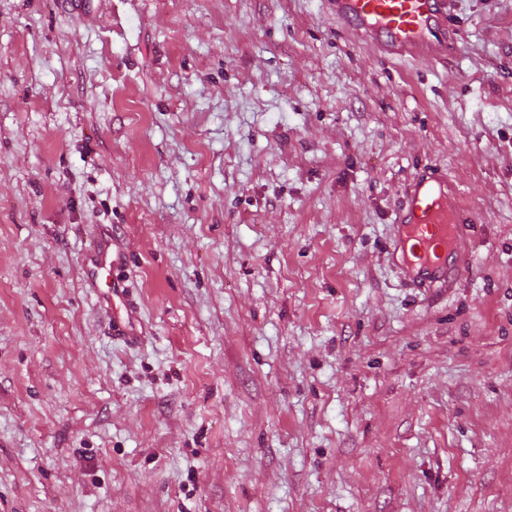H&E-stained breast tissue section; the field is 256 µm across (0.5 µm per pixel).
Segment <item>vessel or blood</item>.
Returning a JSON list of instances; mask_svg holds the SVG:
<instances>
[{
  "instance_id": "obj_1",
  "label": "vessel or blood",
  "mask_w": 512,
  "mask_h": 512,
  "mask_svg": "<svg viewBox=\"0 0 512 512\" xmlns=\"http://www.w3.org/2000/svg\"><path fill=\"white\" fill-rule=\"evenodd\" d=\"M331 8L338 19L386 55L440 57L454 41L447 0H333ZM452 197L448 182L415 179L408 203L397 217L394 250L418 287L447 285L449 276L469 261L464 243L474 232V219L458 209ZM124 263L122 250L106 247L87 260L91 278H98L104 270L114 273L107 292L113 309L112 329L130 338L136 312L123 280L116 275Z\"/></svg>"
}]
</instances>
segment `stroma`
I'll use <instances>...</instances> for the list:
<instances>
[{"label": "stroma", "instance_id": "35a3bbf8", "mask_svg": "<svg viewBox=\"0 0 512 512\" xmlns=\"http://www.w3.org/2000/svg\"><path fill=\"white\" fill-rule=\"evenodd\" d=\"M448 23L0 0V512H512V0ZM431 173L477 220L440 291L392 258ZM336 17L386 55L440 57L454 41L446 0H333ZM112 243V251L109 246H105L98 252L87 259L88 272L91 279L96 280L102 270L111 272L120 269L125 263V255L120 248L114 250ZM107 298L113 308L112 330L129 339L135 338L136 311L130 303L128 289L119 276H115L112 286L108 288Z\"/></svg>", "mask_w": 512, "mask_h": 512}]
</instances>
